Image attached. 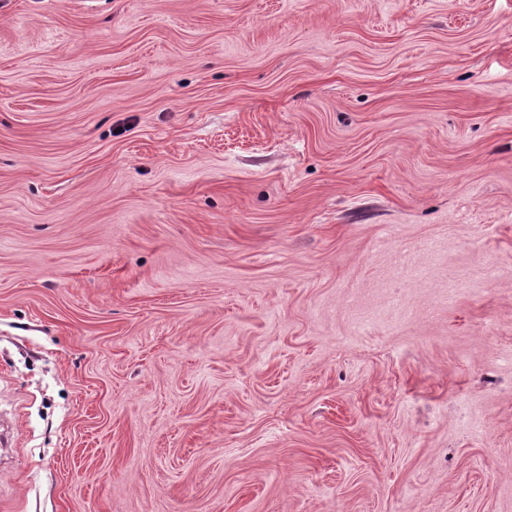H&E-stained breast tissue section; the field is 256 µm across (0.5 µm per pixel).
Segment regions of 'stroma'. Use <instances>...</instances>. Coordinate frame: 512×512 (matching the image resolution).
<instances>
[{
	"mask_svg": "<svg viewBox=\"0 0 512 512\" xmlns=\"http://www.w3.org/2000/svg\"><path fill=\"white\" fill-rule=\"evenodd\" d=\"M0 512H512V0H0Z\"/></svg>",
	"mask_w": 512,
	"mask_h": 512,
	"instance_id": "35a3bbf8",
	"label": "stroma"
}]
</instances>
